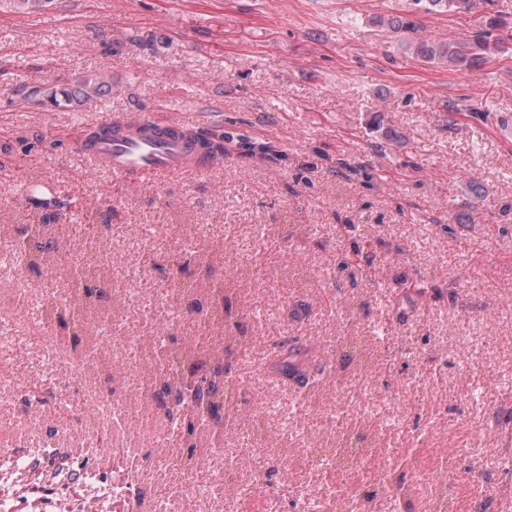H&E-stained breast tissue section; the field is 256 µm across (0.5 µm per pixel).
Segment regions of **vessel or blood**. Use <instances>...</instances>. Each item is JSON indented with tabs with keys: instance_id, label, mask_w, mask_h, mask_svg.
I'll use <instances>...</instances> for the list:
<instances>
[{
	"instance_id": "vessel-or-blood-1",
	"label": "vessel or blood",
	"mask_w": 512,
	"mask_h": 512,
	"mask_svg": "<svg viewBox=\"0 0 512 512\" xmlns=\"http://www.w3.org/2000/svg\"><path fill=\"white\" fill-rule=\"evenodd\" d=\"M218 141L209 126L153 115L105 118L85 127L80 139L90 168L111 172L118 186L199 176L223 162V152L214 148Z\"/></svg>"
}]
</instances>
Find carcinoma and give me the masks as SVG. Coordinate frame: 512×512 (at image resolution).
Listing matches in <instances>:
<instances>
[{"instance_id":"obj_1","label":"carcinoma","mask_w":512,"mask_h":512,"mask_svg":"<svg viewBox=\"0 0 512 512\" xmlns=\"http://www.w3.org/2000/svg\"><path fill=\"white\" fill-rule=\"evenodd\" d=\"M424 10L455 9L472 12L473 0H422ZM506 24L499 18H484L479 22L470 39L465 42L446 38L428 39L418 36L419 23L412 18H396L388 21V27L396 33L412 36L410 47L416 59L426 63L437 62L453 67H471L501 50L500 38L493 31ZM112 91V82L106 76H85L75 83L56 85L41 91L42 99L55 106H81ZM10 232L25 253L30 268H39L54 252L59 257L66 246V228L55 214L43 218L39 224H11ZM230 241L207 238L198 243L197 259L185 260L173 268L179 275L178 285L189 311L208 321L213 339L189 342L174 336L158 343L155 351L163 354L159 360V374L154 376L146 392L160 413L171 423L172 437L181 462L192 468L198 464L197 448L207 438L219 437L233 428L244 414L243 392L235 367L243 345L250 340L245 335L237 302L239 289L224 287V267L215 258L224 256ZM110 266L99 261L81 272L69 282L68 290L79 302L78 308H53L46 316L54 320L67 347L76 356L84 355L94 344V337L83 313L102 315L103 307L112 299ZM340 356L349 363L366 367L365 351L355 340L340 343ZM316 360V348L303 345L296 339H286L276 344L270 364L271 371L283 383L293 382L305 388L310 380V364ZM410 465L403 463L382 480L358 482L367 507L386 499L393 508L407 500V471Z\"/></svg>"}]
</instances>
